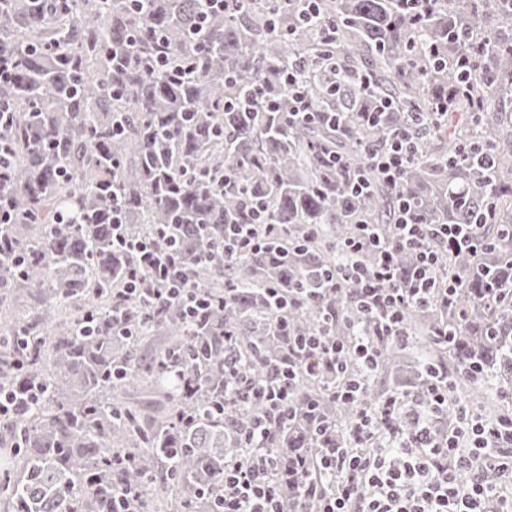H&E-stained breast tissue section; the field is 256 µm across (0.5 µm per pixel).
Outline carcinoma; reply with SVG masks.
<instances>
[{"mask_svg": "<svg viewBox=\"0 0 512 512\" xmlns=\"http://www.w3.org/2000/svg\"><path fill=\"white\" fill-rule=\"evenodd\" d=\"M423 2L316 0L318 18L307 21L306 0H230L201 26L200 0H151L140 13L129 0H61L51 12L0 0V50L15 59L0 82L14 208L0 225V386L47 388L30 414L0 423L21 462L20 473H0L4 512H108L118 477L138 486L130 512H219L209 489L259 413L215 409L230 380L224 355L264 381L283 365L288 337L317 333L330 314L331 334L350 341L361 315L353 293L328 290L336 244L358 224L388 232L401 202L423 224L491 213L481 229L489 247L450 254L437 272L465 284L455 310L436 297L405 314L432 349L414 379L448 373L454 401L459 385L474 384L470 362L512 380V0H435L418 16L407 8ZM159 49L181 80L154 73ZM295 59L312 110L338 121L289 119L292 91L278 72ZM364 77L376 97L359 94ZM462 80L466 95L432 130L425 119ZM398 131L417 141L398 185L373 177L351 192L364 148H384ZM484 152L491 169L477 161ZM331 154L347 169L331 166ZM254 201L262 223L284 232L227 263L224 225L256 223ZM114 207L128 238L170 225L185 280L213 302L203 319L185 320L176 304L157 315L112 304L135 262L112 248ZM271 287L296 302L273 307ZM451 321L449 351L433 337ZM154 336L164 344L145 357L138 346ZM174 363L183 379L171 389ZM379 367L403 393L399 348H383ZM311 403L336 423L327 438ZM357 407L329 401L301 373L295 416L267 447L286 455L347 443Z\"/></svg>", "mask_w": 512, "mask_h": 512, "instance_id": "carcinoma-1", "label": "carcinoma"}]
</instances>
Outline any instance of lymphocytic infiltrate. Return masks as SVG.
I'll list each match as a JSON object with an SVG mask.
<instances>
[{"instance_id":"f902f5d3","label":"lymphocytic infiltrate","mask_w":512,"mask_h":512,"mask_svg":"<svg viewBox=\"0 0 512 512\" xmlns=\"http://www.w3.org/2000/svg\"><path fill=\"white\" fill-rule=\"evenodd\" d=\"M417 147L407 133L392 135L388 147L367 154L365 175L353 179V191L363 192L368 177L397 182ZM277 224H229L224 228V259L232 261L261 248L266 237L280 233ZM116 245L134 250L140 267L129 276L123 298L140 301L149 310L178 302L185 318L194 320L209 303L199 289L187 287L175 267L176 241L116 238ZM487 240L475 224H419L409 207H401L390 237L374 225H357L337 251L344 264L335 285L354 284L363 314L376 322L377 338H363L346 351L327 330L288 341V364L273 379L253 382L239 372L241 384L261 410L251 427L238 435L242 458L225 467L218 495L224 512H512V499L484 477L487 467L512 475V414L490 421L459 406L452 422H443L448 407V383L428 381L422 399L385 395L376 406L361 409L349 448H312L284 456L267 446L272 431L294 411L299 368L320 370L337 403H352L368 387L379 368L382 342L406 345L408 308L428 304L431 292L455 307L464 288L459 279L441 282L434 274L450 252H477ZM409 249L415 264L402 273L397 254ZM370 251L376 261L366 270L352 264L353 256ZM361 451H354V444Z\"/></svg>"}]
</instances>
